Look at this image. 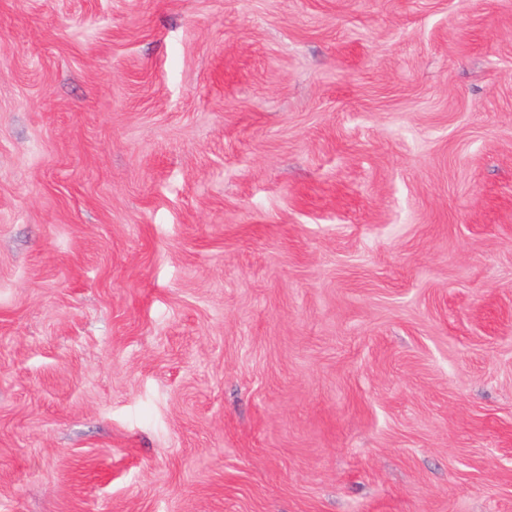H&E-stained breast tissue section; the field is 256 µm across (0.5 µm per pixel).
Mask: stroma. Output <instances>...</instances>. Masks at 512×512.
Instances as JSON below:
<instances>
[{
	"label": "stroma",
	"instance_id": "1",
	"mask_svg": "<svg viewBox=\"0 0 512 512\" xmlns=\"http://www.w3.org/2000/svg\"><path fill=\"white\" fill-rule=\"evenodd\" d=\"M0 512H512V0H0Z\"/></svg>",
	"mask_w": 512,
	"mask_h": 512
}]
</instances>
